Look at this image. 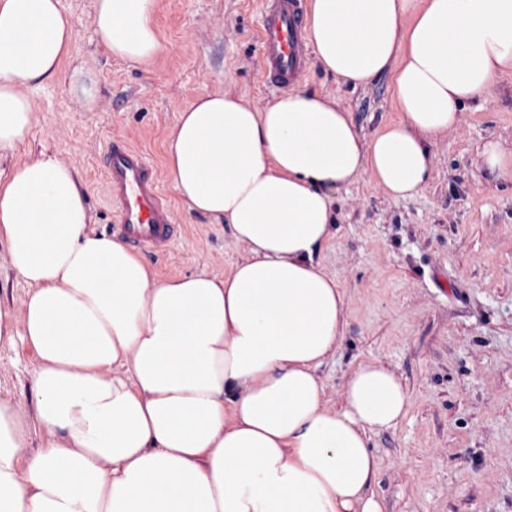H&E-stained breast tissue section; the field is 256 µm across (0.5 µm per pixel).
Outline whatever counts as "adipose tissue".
Segmentation results:
<instances>
[{
    "mask_svg": "<svg viewBox=\"0 0 512 512\" xmlns=\"http://www.w3.org/2000/svg\"><path fill=\"white\" fill-rule=\"evenodd\" d=\"M112 57L149 66L157 0H94ZM307 39L351 88L392 71L400 122L365 137L335 98L264 105L199 95L170 130L180 201L245 248L224 277L158 279L92 229L86 188L41 152L0 179V242L29 286L0 305V346L36 356L29 411L0 397V512H382L372 434L411 398L359 363L342 404L318 370L343 341L345 295L320 262L336 189L371 175L394 199L432 169L428 144L512 72V0H310ZM74 38L60 0H0V158L35 121L30 87ZM37 452L21 456L32 433Z\"/></svg>",
    "mask_w": 512,
    "mask_h": 512,
    "instance_id": "ef3b65f1",
    "label": "adipose tissue"
}]
</instances>
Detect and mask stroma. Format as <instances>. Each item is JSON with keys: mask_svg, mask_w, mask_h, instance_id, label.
Segmentation results:
<instances>
[{"mask_svg": "<svg viewBox=\"0 0 512 512\" xmlns=\"http://www.w3.org/2000/svg\"><path fill=\"white\" fill-rule=\"evenodd\" d=\"M61 4L74 20L72 53L57 79L30 89L35 124L0 167L57 154L78 171L94 227L108 234L102 156L112 138H125L155 164L174 211L170 248L144 256L157 277L229 273L244 248L179 200L165 142L202 93L258 105L280 96L260 79V0H158L162 49L146 69L98 43L93 0ZM77 64L95 80L94 103L70 88ZM299 82L334 97L365 136L403 117L391 73L352 89L310 57ZM492 140L512 142L511 73L430 143L421 193L392 199L368 175L336 192L337 234L322 263L345 291L348 316L341 347L318 370L324 399L339 407L346 375L363 361L394 371L412 398L396 428L372 437L383 512H512V177L486 168ZM35 366L27 346L1 347L0 396L30 408Z\"/></svg>", "mask_w": 512, "mask_h": 512, "instance_id": "stroma-1", "label": "stroma"}]
</instances>
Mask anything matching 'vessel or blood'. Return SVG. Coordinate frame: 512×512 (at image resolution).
I'll list each match as a JSON object with an SVG mask.
<instances>
[{"instance_id": "vessel-or-blood-1", "label": "vessel or blood", "mask_w": 512, "mask_h": 512, "mask_svg": "<svg viewBox=\"0 0 512 512\" xmlns=\"http://www.w3.org/2000/svg\"><path fill=\"white\" fill-rule=\"evenodd\" d=\"M259 43L265 85L285 88L306 66L305 0H262ZM104 178L118 222L113 230L133 247L148 252L166 250L175 235L170 205L152 165L139 149L122 140L108 147Z\"/></svg>"}]
</instances>
